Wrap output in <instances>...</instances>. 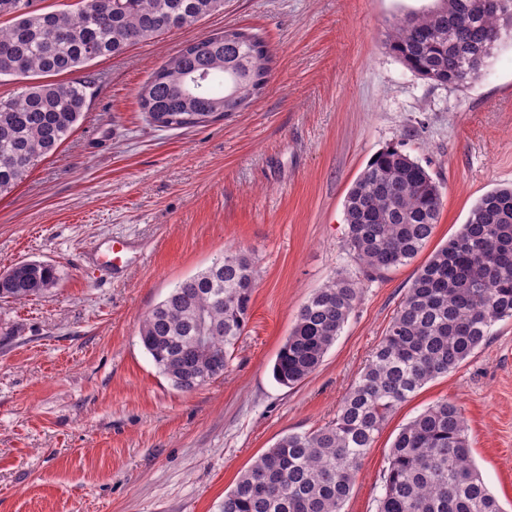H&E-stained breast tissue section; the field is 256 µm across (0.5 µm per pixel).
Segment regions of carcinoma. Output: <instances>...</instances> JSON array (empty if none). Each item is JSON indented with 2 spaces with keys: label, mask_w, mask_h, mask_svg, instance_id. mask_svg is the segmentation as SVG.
Wrapping results in <instances>:
<instances>
[{
  "label": "carcinoma",
  "mask_w": 512,
  "mask_h": 512,
  "mask_svg": "<svg viewBox=\"0 0 512 512\" xmlns=\"http://www.w3.org/2000/svg\"><path fill=\"white\" fill-rule=\"evenodd\" d=\"M224 9V0H78L41 12L34 0H0V78L23 81L0 99V195L23 183L82 119L88 81L30 82L60 75ZM512 27V0H436L423 14L392 23L384 46L437 84L472 82L471 68ZM272 63L258 35L229 28L170 56L142 86L139 104L156 126L191 129L243 109L266 86ZM440 185L409 154L386 148L368 162L344 203L346 245L368 278L414 259L431 239ZM258 269L248 251H226L178 283L146 315L139 339L173 388L192 393L224 375L250 317ZM55 268L26 261L0 282V298L26 301L54 287ZM362 293L338 272L299 311L272 367L292 388L313 374ZM512 318V185L482 195L460 232L416 271L336 418L281 437L224 494L222 512H343L363 461L387 417L429 381L446 375ZM377 512H503L471 457L461 407L443 400L396 435Z\"/></svg>",
  "instance_id": "carcinoma-1"
}]
</instances>
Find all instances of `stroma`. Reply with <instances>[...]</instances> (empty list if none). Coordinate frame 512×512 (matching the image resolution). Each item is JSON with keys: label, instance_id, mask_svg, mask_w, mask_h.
I'll return each mask as SVG.
<instances>
[{"label": "stroma", "instance_id": "obj_1", "mask_svg": "<svg viewBox=\"0 0 512 512\" xmlns=\"http://www.w3.org/2000/svg\"><path fill=\"white\" fill-rule=\"evenodd\" d=\"M433 0H224L221 13L69 73L95 77L83 120L0 196V273L54 266L50 293L0 299V512H220L242 470L282 436L331 421L419 266L476 200L512 184V40L479 80L434 83L385 49L389 21ZM243 28L273 52L265 89L204 127H156L138 91L196 38ZM394 146L439 181L442 209L415 259L362 283L320 367L272 376L302 305L336 272L358 276L344 201ZM128 247L106 268L113 242ZM252 251L251 316L224 376L193 393L161 376L144 316L224 250ZM465 415L472 456L512 512V319L387 419L344 512H377L400 427L441 400Z\"/></svg>", "mask_w": 512, "mask_h": 512}]
</instances>
